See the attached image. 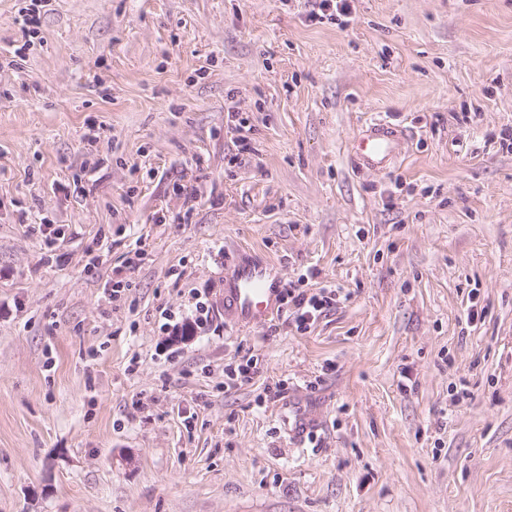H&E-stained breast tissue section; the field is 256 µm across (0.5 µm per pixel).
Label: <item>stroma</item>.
Here are the masks:
<instances>
[{
    "label": "stroma",
    "mask_w": 512,
    "mask_h": 512,
    "mask_svg": "<svg viewBox=\"0 0 512 512\" xmlns=\"http://www.w3.org/2000/svg\"><path fill=\"white\" fill-rule=\"evenodd\" d=\"M49 2L0 0V512H512V0ZM238 251L335 304L235 325ZM401 134L395 127L374 122L366 133L352 144L357 163L364 167L384 168L398 150Z\"/></svg>",
    "instance_id": "obj_1"
}]
</instances>
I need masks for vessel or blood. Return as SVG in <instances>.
<instances>
[{
  "label": "vessel or blood",
  "mask_w": 512,
  "mask_h": 512,
  "mask_svg": "<svg viewBox=\"0 0 512 512\" xmlns=\"http://www.w3.org/2000/svg\"><path fill=\"white\" fill-rule=\"evenodd\" d=\"M401 134L393 126L378 121L352 145L357 163L382 168L396 153ZM286 295L284 281L269 262L240 258L224 265V283L219 298L224 315L241 326L266 323L278 313Z\"/></svg>",
  "instance_id": "b4317fda"
}]
</instances>
